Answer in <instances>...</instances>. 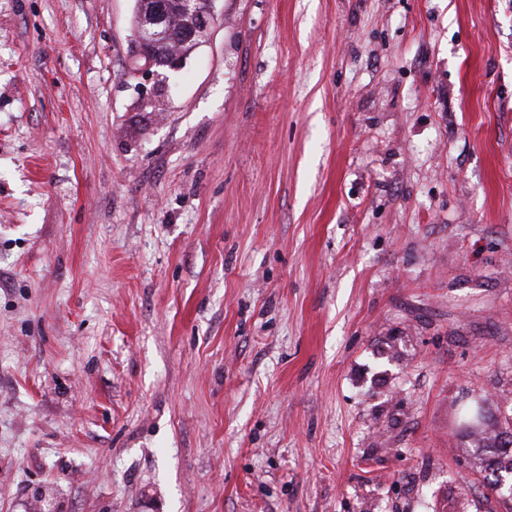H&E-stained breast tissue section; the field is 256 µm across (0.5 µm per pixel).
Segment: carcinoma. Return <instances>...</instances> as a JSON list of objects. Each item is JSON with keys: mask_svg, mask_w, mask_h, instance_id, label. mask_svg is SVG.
Segmentation results:
<instances>
[{"mask_svg": "<svg viewBox=\"0 0 512 512\" xmlns=\"http://www.w3.org/2000/svg\"><path fill=\"white\" fill-rule=\"evenodd\" d=\"M461 432L470 438L481 457L491 488H512V429L501 427L485 406L469 412L460 423Z\"/></svg>", "mask_w": 512, "mask_h": 512, "instance_id": "obj_1", "label": "carcinoma"}]
</instances>
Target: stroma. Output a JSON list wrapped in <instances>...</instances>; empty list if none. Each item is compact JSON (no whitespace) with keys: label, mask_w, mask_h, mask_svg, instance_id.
<instances>
[{"label":"stroma","mask_w":512,"mask_h":512,"mask_svg":"<svg viewBox=\"0 0 512 512\" xmlns=\"http://www.w3.org/2000/svg\"><path fill=\"white\" fill-rule=\"evenodd\" d=\"M0 0V512H512V0ZM154 1L155 3L152 5L147 18H143L144 27L146 28V36L142 32V28H140V31H138L136 38L134 39L133 56L136 57L138 61H143V64H141L139 68L143 76H149L152 74V76L156 75L158 77L160 75L158 73V69H181L185 64L187 57L183 55L180 49L168 52L170 43L181 44L180 39L183 36L179 33L178 30H174L173 27H168L166 24L168 16V11L166 9L167 0ZM149 26L152 27V29H165V32H163L161 35H166V37L171 40L170 43H162L155 50L154 55L157 58L167 54L165 57L158 60L157 63L153 58V44L149 40L155 36L148 35ZM168 2V7L170 11L169 15L172 17L174 21V28L178 26L181 28L188 27L190 19L188 18L187 15H185L182 12L183 8L184 12L190 14L195 18L197 30L200 31L199 39L202 38L207 32L208 37L210 36L213 24L215 22V15L212 7L214 0H168ZM180 2H182V8ZM206 2L208 3V6H206ZM197 3L199 4V8L201 9L205 6L206 7L203 10H201L198 8ZM476 407L459 424L461 432L470 438L485 470L490 472L486 479L492 490L498 486L512 488V425L501 427L483 401H476Z\"/></svg>","instance_id":"1"}]
</instances>
